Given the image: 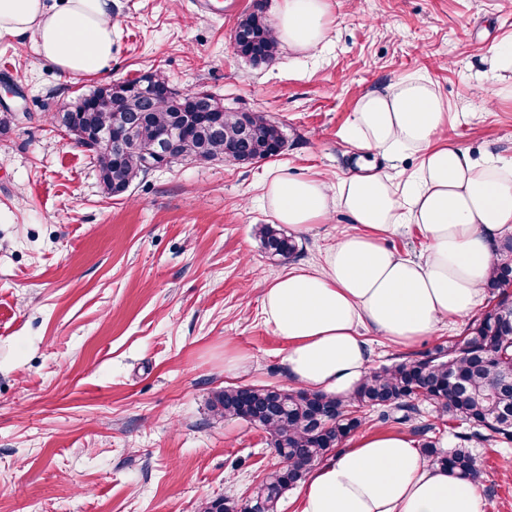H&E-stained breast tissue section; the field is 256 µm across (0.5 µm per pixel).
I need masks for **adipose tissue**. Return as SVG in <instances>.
I'll list each match as a JSON object with an SVG mask.
<instances>
[{"label": "adipose tissue", "mask_w": 512, "mask_h": 512, "mask_svg": "<svg viewBox=\"0 0 512 512\" xmlns=\"http://www.w3.org/2000/svg\"><path fill=\"white\" fill-rule=\"evenodd\" d=\"M114 0H0V37L37 35L40 55L69 77L103 72L112 61ZM330 24L329 0H280L279 44L313 52ZM448 104L424 76L362 94L348 125L354 168L338 182L270 173L260 200L297 235L337 212L346 229L316 266L293 265L260 298L263 322L288 344L282 364L303 388L340 398L369 371L365 332L407 346L471 314L495 261L497 238L512 230V158L476 160L448 142ZM418 155L399 182L379 160ZM417 226V256L387 245ZM301 512H483L479 487L428 463L402 434L362 435L309 473Z\"/></svg>", "instance_id": "adipose-tissue-1"}]
</instances>
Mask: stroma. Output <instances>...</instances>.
<instances>
[{"label":"stroma","mask_w":512,"mask_h":512,"mask_svg":"<svg viewBox=\"0 0 512 512\" xmlns=\"http://www.w3.org/2000/svg\"><path fill=\"white\" fill-rule=\"evenodd\" d=\"M253 0H115L112 63L71 78L35 33L0 38V512H197L218 496L253 497L280 458L269 436L218 420L229 385L290 389L286 342L261 294L285 265L262 247L271 217L260 184L273 170L347 175L346 128L360 96L427 76L448 101L449 140L512 157V80L486 60L512 39V0H330L312 53L281 46L255 67L232 33ZM159 69L207 87L225 106L266 113L286 134L252 164L185 162L107 195L87 152L52 112L104 83ZM467 318L405 348L372 336V365L463 332ZM246 354L245 372L224 352ZM484 512H512V443L474 444Z\"/></svg>","instance_id":"1"}]
</instances>
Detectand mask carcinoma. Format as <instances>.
I'll return each instance as SVG.
<instances>
[{
	"label": "carcinoma",
	"instance_id": "1",
	"mask_svg": "<svg viewBox=\"0 0 512 512\" xmlns=\"http://www.w3.org/2000/svg\"><path fill=\"white\" fill-rule=\"evenodd\" d=\"M238 50L255 65L276 59L278 41L265 9L245 14L232 34ZM157 87L169 89L156 97L132 80L112 83L83 97L73 109L51 115L52 123L75 138L85 131L111 133L110 147L89 150L95 171L113 197L125 195L147 173L144 152L162 138L181 144L186 159L227 162L254 156L260 160L279 155L285 135L262 112H248L250 134L243 136L239 112L224 113L218 125L197 118L199 103L180 94L160 71L152 73ZM108 97L110 109L97 107ZM264 249L287 260L297 251L295 241L275 224L259 229ZM495 274L487 288L496 303L476 318L463 336L438 344L390 366L373 369L348 399L309 390L283 394L268 385L227 386L210 400L213 415L240 419L265 430L282 466L258 487L257 512H278L286 491L298 486L311 469L340 447L367 422L366 412H378L382 423L413 425L423 437L422 455L481 487L485 470L471 446L473 442L497 444L512 441V385L501 384L512 370V236L496 248ZM431 404L437 419L457 421L466 427L455 434L448 449L430 437L431 424H419L420 403ZM237 501L207 498L198 512H236Z\"/></svg>",
	"mask_w": 512,
	"mask_h": 512
}]
</instances>
